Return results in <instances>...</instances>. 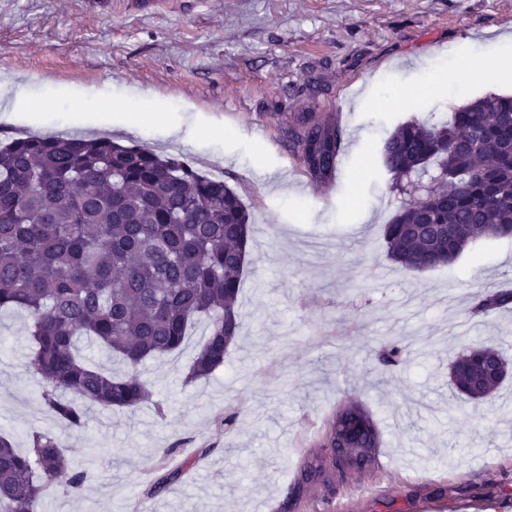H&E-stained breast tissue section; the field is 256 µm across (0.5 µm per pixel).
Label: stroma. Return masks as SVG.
Listing matches in <instances>:
<instances>
[{
	"label": "stroma",
	"instance_id": "35a3bbf8",
	"mask_svg": "<svg viewBox=\"0 0 512 512\" xmlns=\"http://www.w3.org/2000/svg\"><path fill=\"white\" fill-rule=\"evenodd\" d=\"M512 0H0V80L21 82L36 122L19 130L109 135L125 146L204 161L255 221L240 290L242 332L223 367L186 376L205 328L182 349L143 363L149 402L93 408L75 431L43 405L27 368V320L0 313V432L19 449L55 437L89 478L81 494L47 489L36 512H318L297 495L314 437L343 401L363 404L381 436L363 475L381 492L351 512H475L512 490V373L493 403L453 394L451 364L496 345L512 362V310L471 317L476 293L512 289V238H485L450 265L408 271L383 229L404 203L382 160L403 122L428 125L485 95L511 94L512 75L472 79V59L512 63ZM450 83L418 93L426 73ZM141 115L137 132L95 124ZM297 112L335 116L340 164L313 184L282 129ZM200 126L178 142L169 126ZM407 344L378 364L387 340ZM235 415L233 427L224 418ZM176 453H169L171 444ZM180 479L148 497L151 481Z\"/></svg>",
	"mask_w": 512,
	"mask_h": 512
}]
</instances>
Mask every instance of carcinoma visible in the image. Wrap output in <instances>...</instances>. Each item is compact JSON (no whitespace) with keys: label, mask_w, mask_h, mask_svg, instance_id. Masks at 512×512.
<instances>
[{"label":"carcinoma","mask_w":512,"mask_h":512,"mask_svg":"<svg viewBox=\"0 0 512 512\" xmlns=\"http://www.w3.org/2000/svg\"><path fill=\"white\" fill-rule=\"evenodd\" d=\"M301 166L317 185L335 175L342 133L335 118L298 112L284 128ZM383 162L403 193L424 192L384 226L388 255L406 270L455 261L472 242L512 238V95L491 93L456 108L449 121L400 124ZM254 219L224 179L188 162L107 137H17L0 145V310L29 319V363L48 412L85 426L91 408L134 411L150 399L139 367L178 351L196 324L207 338L186 382L224 366L242 326L239 290ZM512 308V291L475 296L471 312ZM98 345L127 366L106 372L82 354ZM406 347L386 342L384 366ZM508 375L494 345L469 347L450 368L456 390L490 402ZM317 450L304 460L297 491L316 497L341 471L333 448H367L378 461L380 438L358 402L336 407ZM177 468L154 481L156 496ZM87 473L66 463L45 433L21 453L0 434V512H35L53 484L81 492Z\"/></svg>","instance_id":"cac0c4a2"}]
</instances>
